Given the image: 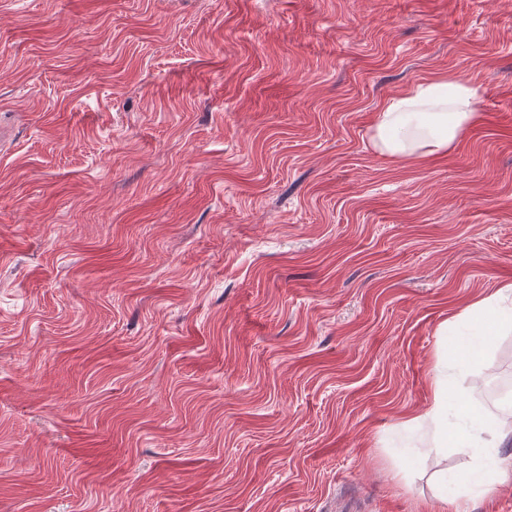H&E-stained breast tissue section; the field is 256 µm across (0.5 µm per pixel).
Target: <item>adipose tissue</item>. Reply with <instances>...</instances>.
I'll use <instances>...</instances> for the list:
<instances>
[{
	"mask_svg": "<svg viewBox=\"0 0 512 512\" xmlns=\"http://www.w3.org/2000/svg\"><path fill=\"white\" fill-rule=\"evenodd\" d=\"M481 96L480 86L460 78L451 80L440 76L420 81L382 105L376 116L374 145L380 152L397 159L419 153L447 152L462 130L477 123ZM470 321H488L512 329V283L482 294L449 317L441 331L467 336L469 346H477L481 333L466 330L465 325ZM448 397V377L438 375L432 405L413 418L417 424L428 421L437 425L433 453H442L453 442L467 450L484 477L490 479L502 473V462L496 450L504 441L512 439V417L496 416L483 423L469 422L448 431L441 427Z\"/></svg>",
	"mask_w": 512,
	"mask_h": 512,
	"instance_id": "ef3b65f1",
	"label": "adipose tissue"
}]
</instances>
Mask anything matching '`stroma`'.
Masks as SVG:
<instances>
[{"label": "stroma", "instance_id": "1", "mask_svg": "<svg viewBox=\"0 0 512 512\" xmlns=\"http://www.w3.org/2000/svg\"><path fill=\"white\" fill-rule=\"evenodd\" d=\"M442 75L478 122L377 151ZM506 282L512 0H0V512H512L407 424L512 407L439 333ZM483 90L468 80L447 76L422 80L388 99L375 121L374 145L404 159L446 153L460 132L477 123Z\"/></svg>", "mask_w": 512, "mask_h": 512}]
</instances>
